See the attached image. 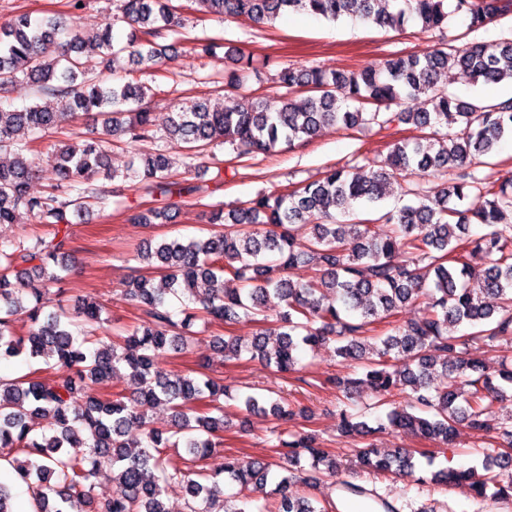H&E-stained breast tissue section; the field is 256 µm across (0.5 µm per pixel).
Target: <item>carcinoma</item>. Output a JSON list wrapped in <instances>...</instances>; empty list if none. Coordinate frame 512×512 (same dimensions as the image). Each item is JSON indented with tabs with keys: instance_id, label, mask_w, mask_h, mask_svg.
I'll list each match as a JSON object with an SVG mask.
<instances>
[{
	"instance_id": "cac0c4a2",
	"label": "carcinoma",
	"mask_w": 512,
	"mask_h": 512,
	"mask_svg": "<svg viewBox=\"0 0 512 512\" xmlns=\"http://www.w3.org/2000/svg\"><path fill=\"white\" fill-rule=\"evenodd\" d=\"M211 12L245 18L262 27L287 12H304L327 21L355 16L383 28L401 29L413 20L427 29L445 32L448 21L461 15L475 31L512 15V0H199ZM122 19L132 27L127 44L114 49L112 24L91 37L64 32L60 21L37 22L19 16L0 27V89L35 87L54 99V110L35 104L22 110L0 107V151L12 154L0 166V226L17 224L27 215L52 227V238L31 245L17 243L0 249V360L26 354L69 369L62 377L0 379V453L11 457L15 478L32 489L35 512H170L165 487L182 485L186 512H264L251 491L271 488L277 512H325L293 491L308 482L305 462L317 471L336 465L311 434L279 439L282 461L228 458L221 453L227 390L204 375L200 378L163 368L159 356L181 350L193 335L197 320L233 325L266 322L268 301L275 297L284 311L273 330L251 337L219 336L224 359L247 355L277 374L296 371L298 352L335 343L345 362L363 365L365 378H334L331 383L347 398L362 385L381 398L401 401L387 414V426L419 434L440 444L456 435V424L475 431L488 427L498 413L505 390L493 382L486 362L468 355L467 346L480 341L489 348L512 343V175L494 182L478 178L470 166L493 153L512 135V99L498 104L466 101L438 88L443 76L462 71L476 83L512 84V39L494 44L450 42L422 54L391 57L358 71L326 72L286 66L275 75L285 93L269 96L251 108H226L207 97L196 98L169 114L167 145L198 152L213 142L232 147L239 156L266 155L295 143L311 141L324 126L345 130L373 124L388 129L412 126L419 135L390 145L386 160L369 177L345 168L326 172L320 181L290 192H263L240 206L216 205L215 229L191 239H164L139 250V258L163 273L161 286L142 276L125 294L143 313V322L125 336L103 332L108 320L102 307L85 301L74 315L52 304V289L60 288L69 270L64 251L71 226L93 204L123 194L115 183L138 177L134 165L118 173L98 139L65 144L51 153L56 179L48 190L31 192L37 157L27 131L52 133L62 122L96 111L106 135H120L136 146L155 138L147 87L127 81L112 84L100 78L114 55L128 53L136 64L157 65L169 46L158 39L179 26L171 0H123ZM310 96L298 106L288 99L295 90ZM425 97L427 107L413 112L391 110L407 97ZM143 164L145 188L159 195L173 193L168 155H137ZM460 169L455 182L442 184L427 201L404 204L376 218H357L395 192L408 175L428 176L448 167ZM100 179L111 189L96 185ZM478 193L484 204L475 211L461 206ZM171 204L134 216L140 223L169 217ZM353 218L336 223V215ZM387 225L379 231L378 224ZM485 232L471 236L469 226ZM490 258L475 268L467 253ZM299 265L314 270L305 281L285 273ZM185 298L183 318L173 319L169 297ZM421 297L432 306L418 322L398 325L387 336H365V326L380 322ZM29 322L17 333L16 319ZM467 325L468 335L450 336L448 327ZM451 370L458 380L431 387L432 373ZM124 370L136 384L126 396L101 398L92 385ZM159 404L173 410L172 427L160 429L149 412ZM247 412H272L288 422L294 412L283 397L272 400L254 394L243 398ZM135 425L142 437L126 438ZM338 428L352 437L373 431L343 410ZM503 451L483 460L476 470H439L431 481L466 484L482 502L512 497V410L498 427ZM181 448L185 461L196 467L168 471L165 449ZM360 462L380 472L415 476L413 457L399 448L380 454L369 446ZM112 483L109 497H98L100 477Z\"/></svg>"
}]
</instances>
